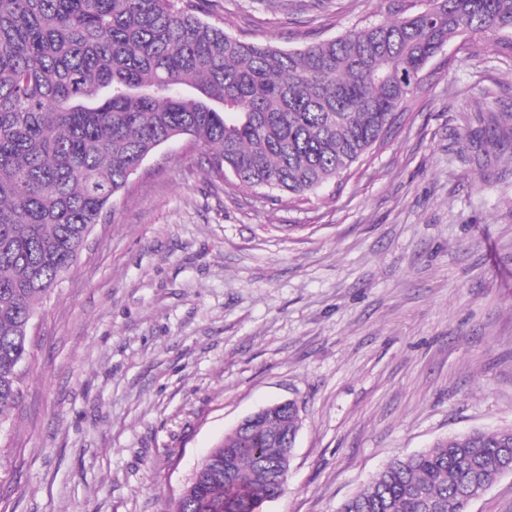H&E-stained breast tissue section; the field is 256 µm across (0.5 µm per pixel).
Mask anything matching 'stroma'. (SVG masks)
<instances>
[{
	"mask_svg": "<svg viewBox=\"0 0 512 512\" xmlns=\"http://www.w3.org/2000/svg\"><path fill=\"white\" fill-rule=\"evenodd\" d=\"M397 0H208L202 18L297 50ZM380 149L307 200L212 179L164 144L33 320L0 418V512H169L241 419L296 401L287 491L336 512L390 459L512 427V57L450 41Z\"/></svg>",
	"mask_w": 512,
	"mask_h": 512,
	"instance_id": "1",
	"label": "stroma"
}]
</instances>
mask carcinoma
Returning a JSON list of instances; mask_svg holds the SVG:
<instances>
[{
    "instance_id": "obj_1",
    "label": "carcinoma",
    "mask_w": 512,
    "mask_h": 512,
    "mask_svg": "<svg viewBox=\"0 0 512 512\" xmlns=\"http://www.w3.org/2000/svg\"><path fill=\"white\" fill-rule=\"evenodd\" d=\"M419 2L284 51L206 23L204 0H0V417L39 305L159 146L188 138L213 176L302 200L384 142L449 41L512 56V0ZM299 427L291 403L234 428L172 512H262ZM508 473L512 429L475 430L387 462L337 512H468Z\"/></svg>"
}]
</instances>
